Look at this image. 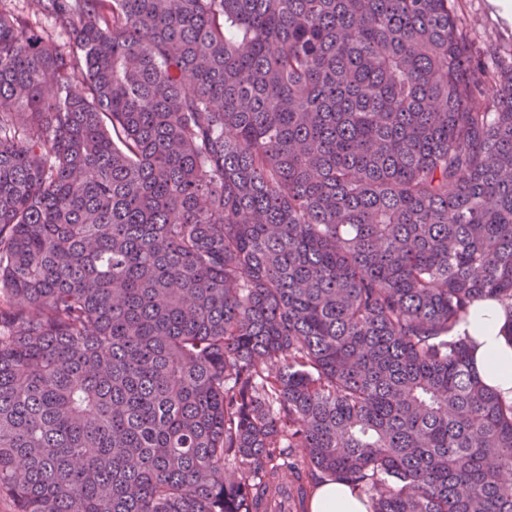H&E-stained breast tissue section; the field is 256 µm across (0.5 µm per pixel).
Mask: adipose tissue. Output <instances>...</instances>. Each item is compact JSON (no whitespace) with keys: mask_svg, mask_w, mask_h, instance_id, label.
<instances>
[{"mask_svg":"<svg viewBox=\"0 0 512 512\" xmlns=\"http://www.w3.org/2000/svg\"><path fill=\"white\" fill-rule=\"evenodd\" d=\"M512 315L493 299L474 303L457 328L468 343L470 365L476 376L494 389L502 402L512 405V338L505 333ZM309 512H369L366 498L343 481L324 479L315 489Z\"/></svg>","mask_w":512,"mask_h":512,"instance_id":"1","label":"adipose tissue"}]
</instances>
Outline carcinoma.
<instances>
[{"mask_svg": "<svg viewBox=\"0 0 512 512\" xmlns=\"http://www.w3.org/2000/svg\"><path fill=\"white\" fill-rule=\"evenodd\" d=\"M0 0V499L512 512V65L456 0ZM508 326L505 307L496 300L481 299L471 307L456 335L467 340L476 376L494 389L502 402L512 405V341L503 332ZM309 512H368L365 496L359 497L343 481L324 479L315 489L308 506Z\"/></svg>", "mask_w": 512, "mask_h": 512, "instance_id": "1", "label": "carcinoma"}]
</instances>
